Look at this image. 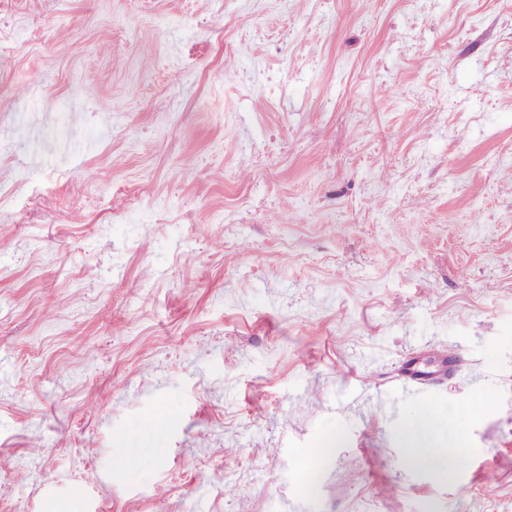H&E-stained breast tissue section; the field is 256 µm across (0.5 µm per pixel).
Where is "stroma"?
I'll return each instance as SVG.
<instances>
[{
  "instance_id": "stroma-1",
  "label": "stroma",
  "mask_w": 512,
  "mask_h": 512,
  "mask_svg": "<svg viewBox=\"0 0 512 512\" xmlns=\"http://www.w3.org/2000/svg\"><path fill=\"white\" fill-rule=\"evenodd\" d=\"M0 181V512H512V0H0ZM408 448H412L406 460L408 465L416 466L423 464H433L442 467L458 468L464 463V453L457 449L446 450L437 447H423V434L420 431H414L408 436ZM428 448V449H424Z\"/></svg>"
}]
</instances>
